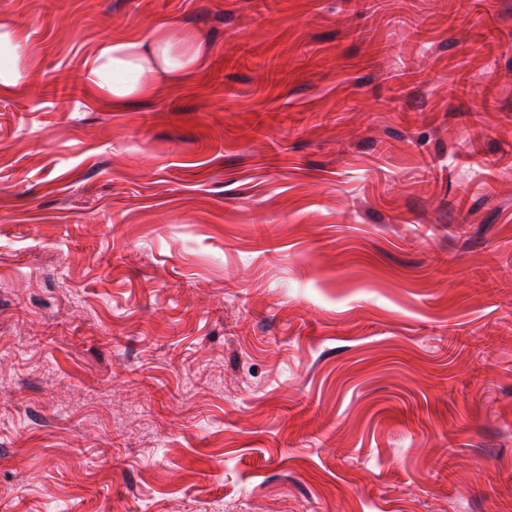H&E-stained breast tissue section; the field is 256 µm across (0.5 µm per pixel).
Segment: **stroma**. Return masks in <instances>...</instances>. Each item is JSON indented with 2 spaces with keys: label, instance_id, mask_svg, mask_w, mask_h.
I'll list each match as a JSON object with an SVG mask.
<instances>
[{
  "label": "stroma",
  "instance_id": "1",
  "mask_svg": "<svg viewBox=\"0 0 512 512\" xmlns=\"http://www.w3.org/2000/svg\"><path fill=\"white\" fill-rule=\"evenodd\" d=\"M0 512H512V0H0ZM207 43L113 103L85 58ZM24 54L25 48L16 42L12 31L0 27V83L7 85L19 79Z\"/></svg>",
  "mask_w": 512,
  "mask_h": 512
}]
</instances>
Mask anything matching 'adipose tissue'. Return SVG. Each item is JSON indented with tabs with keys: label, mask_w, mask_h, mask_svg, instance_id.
<instances>
[{
	"label": "adipose tissue",
	"mask_w": 512,
	"mask_h": 512,
	"mask_svg": "<svg viewBox=\"0 0 512 512\" xmlns=\"http://www.w3.org/2000/svg\"><path fill=\"white\" fill-rule=\"evenodd\" d=\"M208 52L199 40L164 29L149 42L102 43L84 64V75L113 101L122 103L147 92L159 79H175L194 68Z\"/></svg>",
	"instance_id": "1"
}]
</instances>
